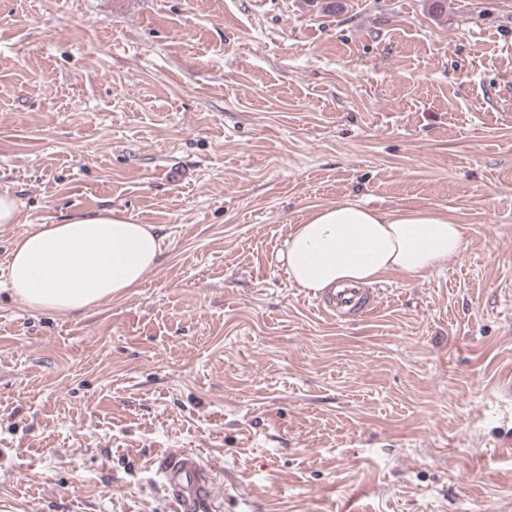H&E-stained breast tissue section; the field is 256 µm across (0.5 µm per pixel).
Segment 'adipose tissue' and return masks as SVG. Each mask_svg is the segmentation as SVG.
I'll return each instance as SVG.
<instances>
[{
	"label": "adipose tissue",
	"mask_w": 512,
	"mask_h": 512,
	"mask_svg": "<svg viewBox=\"0 0 512 512\" xmlns=\"http://www.w3.org/2000/svg\"><path fill=\"white\" fill-rule=\"evenodd\" d=\"M463 244L462 225L442 211L342 201L315 208L296 225L287 240L288 275L297 288L326 294L388 272L429 274ZM163 251L154 225L109 209L30 224L12 242L5 284L30 307L81 312L140 287Z\"/></svg>",
	"instance_id": "obj_1"
}]
</instances>
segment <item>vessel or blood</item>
Segmentation results:
<instances>
[{
    "mask_svg": "<svg viewBox=\"0 0 512 512\" xmlns=\"http://www.w3.org/2000/svg\"><path fill=\"white\" fill-rule=\"evenodd\" d=\"M376 297L364 288H344L323 300L321 308L331 318L374 310ZM168 488L171 512H210L219 488L216 477L196 454L181 450L159 465Z\"/></svg>",
    "mask_w": 512,
    "mask_h": 512,
    "instance_id": "1",
    "label": "vessel or blood"
}]
</instances>
